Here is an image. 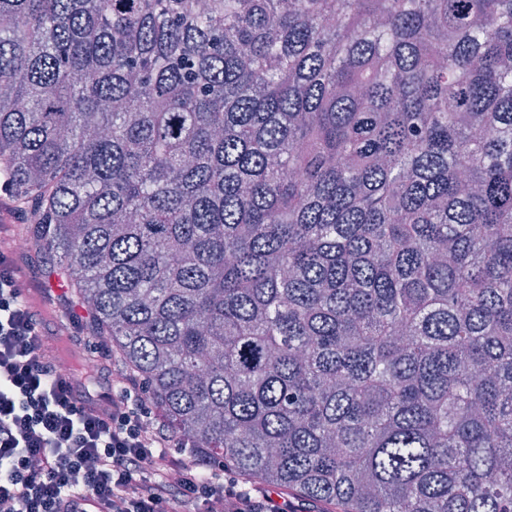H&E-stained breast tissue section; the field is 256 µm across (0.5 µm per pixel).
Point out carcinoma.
Returning a JSON list of instances; mask_svg holds the SVG:
<instances>
[{"mask_svg":"<svg viewBox=\"0 0 512 512\" xmlns=\"http://www.w3.org/2000/svg\"><path fill=\"white\" fill-rule=\"evenodd\" d=\"M0 187L213 465L512 512V0H0Z\"/></svg>","mask_w":512,"mask_h":512,"instance_id":"obj_1","label":"carcinoma"}]
</instances>
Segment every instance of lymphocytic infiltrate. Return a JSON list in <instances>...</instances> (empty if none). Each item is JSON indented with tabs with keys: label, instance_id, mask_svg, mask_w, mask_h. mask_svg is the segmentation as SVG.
Returning a JSON list of instances; mask_svg holds the SVG:
<instances>
[{
	"label": "lymphocytic infiltrate",
	"instance_id": "f902f5d3",
	"mask_svg": "<svg viewBox=\"0 0 512 512\" xmlns=\"http://www.w3.org/2000/svg\"><path fill=\"white\" fill-rule=\"evenodd\" d=\"M20 253L0 247V512H289L287 498L216 476L170 434L141 386L70 369L44 347L49 320L22 298ZM98 389L104 414L85 400Z\"/></svg>",
	"mask_w": 512,
	"mask_h": 512
}]
</instances>
